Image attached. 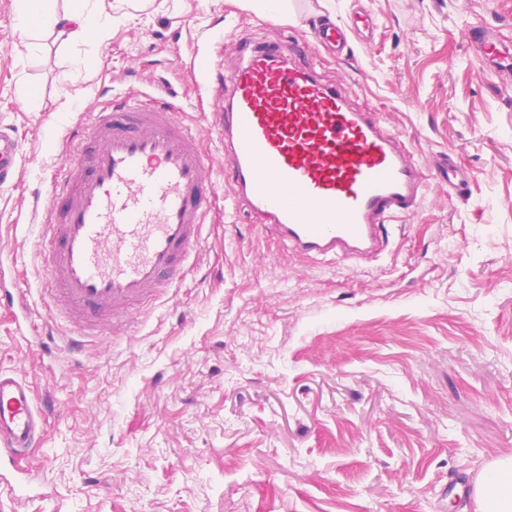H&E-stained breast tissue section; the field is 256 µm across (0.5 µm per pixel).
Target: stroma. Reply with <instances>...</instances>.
Listing matches in <instances>:
<instances>
[{
  "instance_id": "1",
  "label": "stroma",
  "mask_w": 512,
  "mask_h": 512,
  "mask_svg": "<svg viewBox=\"0 0 512 512\" xmlns=\"http://www.w3.org/2000/svg\"><path fill=\"white\" fill-rule=\"evenodd\" d=\"M354 0H115L112 37L71 43L0 0V127L25 141L0 186V370L52 396L35 479L0 512H473V484L512 456V99L469 51L483 21L512 38V0H364L351 56L307 63L353 85L428 174L416 215L373 262L283 251L232 191L205 88L229 43L307 39ZM148 93L199 127L214 200L198 256L129 335L74 355L40 291L39 226L71 131L116 94ZM450 154L457 195L432 172ZM52 326L57 350L42 349Z\"/></svg>"
}]
</instances>
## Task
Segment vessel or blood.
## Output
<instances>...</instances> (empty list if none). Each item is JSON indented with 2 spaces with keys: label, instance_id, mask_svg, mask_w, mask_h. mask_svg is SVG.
<instances>
[{
  "label": "vessel or blood",
  "instance_id": "vessel-or-blood-1",
  "mask_svg": "<svg viewBox=\"0 0 512 512\" xmlns=\"http://www.w3.org/2000/svg\"><path fill=\"white\" fill-rule=\"evenodd\" d=\"M348 24L315 25L304 47L240 38L238 62L210 88L211 117L233 172L234 205L262 218L288 252L315 260L380 255L394 219L411 218L427 178L381 113L353 104L349 87L327 82L298 60L300 49L349 52ZM465 37L503 77L512 96V50L489 26ZM77 165L49 184L39 252L43 293L68 340L119 328L136 308L178 282L201 239L214 192L201 136L176 108L121 98L72 136ZM19 138L0 130V185L19 178ZM437 176L463 192L469 177L452 158ZM53 402L37 403L30 383L0 370V480L27 486L24 459L41 443Z\"/></svg>",
  "mask_w": 512,
  "mask_h": 512
}]
</instances>
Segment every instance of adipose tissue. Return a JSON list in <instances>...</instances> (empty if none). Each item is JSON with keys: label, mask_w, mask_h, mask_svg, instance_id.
Returning <instances> with one entry per match:
<instances>
[{"label": "adipose tissue", "mask_w": 512, "mask_h": 512, "mask_svg": "<svg viewBox=\"0 0 512 512\" xmlns=\"http://www.w3.org/2000/svg\"><path fill=\"white\" fill-rule=\"evenodd\" d=\"M48 0H21L19 23L24 28L39 27L59 31L68 40L89 37L107 38L106 19L112 0H92L91 8L75 14H58L47 6ZM475 512H512V456L502 457L480 473L473 487Z\"/></svg>", "instance_id": "adipose-tissue-1"}]
</instances>
